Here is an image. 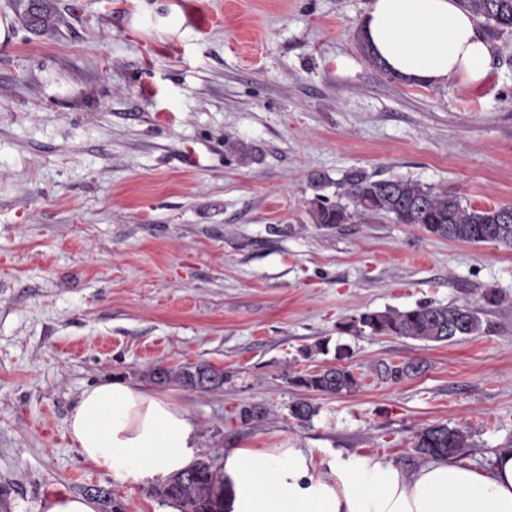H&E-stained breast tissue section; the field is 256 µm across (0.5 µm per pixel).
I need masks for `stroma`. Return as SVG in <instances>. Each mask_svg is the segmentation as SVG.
I'll return each mask as SVG.
<instances>
[{
    "mask_svg": "<svg viewBox=\"0 0 512 512\" xmlns=\"http://www.w3.org/2000/svg\"><path fill=\"white\" fill-rule=\"evenodd\" d=\"M30 30L0 0V512L110 489L161 512L67 432L80 394L156 363L232 371L218 393L161 388L189 412L197 452L311 448L421 465L416 432L467 424L483 466L512 439V248L428 237L378 215L318 228L310 177L353 168L512 206V33L487 34L485 81L394 82L358 49L372 0H49ZM260 149L242 164L227 145ZM502 302L485 305L484 291ZM470 304L483 331L447 344L340 331L367 310ZM351 351L349 394L288 375ZM422 361L378 380V362ZM247 404L268 415L241 426Z\"/></svg>",
    "mask_w": 512,
    "mask_h": 512,
    "instance_id": "stroma-1",
    "label": "stroma"
}]
</instances>
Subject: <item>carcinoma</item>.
I'll return each mask as SVG.
<instances>
[{
  "instance_id": "obj_1",
  "label": "carcinoma",
  "mask_w": 512,
  "mask_h": 512,
  "mask_svg": "<svg viewBox=\"0 0 512 512\" xmlns=\"http://www.w3.org/2000/svg\"><path fill=\"white\" fill-rule=\"evenodd\" d=\"M461 7L481 21L492 32L512 31V0H459ZM27 24L36 29L54 25V16L45 0H27L24 8ZM356 41L370 65L388 74L385 65L373 53L362 30ZM238 160L246 163L256 158V149L243 141L227 144ZM330 181L312 177L315 190L309 201V214L318 227L331 230L340 224H362L376 215H386L398 224H414L437 239L470 243L497 244L512 248V230L503 235L498 226L502 215L511 207L475 209L446 191H435L416 181L389 178L376 179L362 169H351L336 181L337 200L332 202L322 191ZM344 332L379 336H397L425 343H450L461 337L477 336L482 331L479 311L467 304H419L410 309L365 311L340 324ZM374 371L385 383H399L418 375L422 364L414 359L401 363H378ZM232 377L228 371L200 362L180 366L155 365L142 372V378L157 386H177L186 390L215 392L224 388ZM289 383L308 392L322 395L348 394L358 389L360 381L347 367L320 366L305 372L292 373ZM294 419L309 423L318 407L306 399L290 405ZM268 408L245 405L238 411L243 426L263 419ZM475 448L468 427L433 424L415 435L414 451L424 461L440 457H460ZM163 500L179 503L181 512H226L224 474L215 469L208 456L198 458L187 469L168 477L156 489Z\"/></svg>"
}]
</instances>
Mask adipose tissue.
<instances>
[{
	"label": "adipose tissue",
	"mask_w": 512,
	"mask_h": 512,
	"mask_svg": "<svg viewBox=\"0 0 512 512\" xmlns=\"http://www.w3.org/2000/svg\"><path fill=\"white\" fill-rule=\"evenodd\" d=\"M363 30L386 67L412 84L458 79L479 86L493 47L458 0H373ZM82 455L120 481L149 484L189 467L197 446L190 414L139 385L84 390L68 418ZM228 512H512V453L487 468L432 459L418 470L309 448L234 449L224 459Z\"/></svg>",
	"instance_id": "1"
}]
</instances>
